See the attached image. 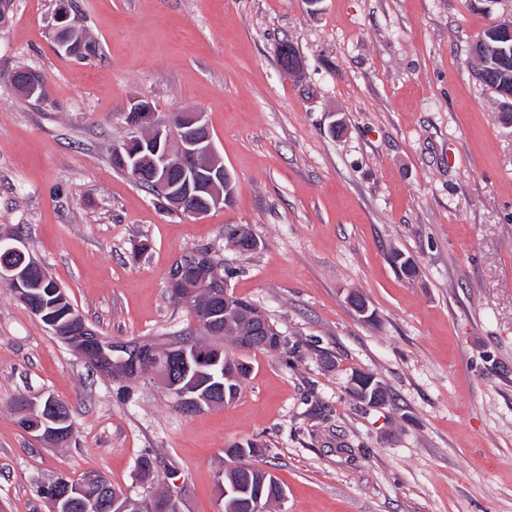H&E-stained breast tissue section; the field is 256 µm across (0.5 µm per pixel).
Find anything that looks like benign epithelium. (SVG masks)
I'll return each mask as SVG.
<instances>
[{"instance_id":"obj_1","label":"benign epithelium","mask_w":512,"mask_h":512,"mask_svg":"<svg viewBox=\"0 0 512 512\" xmlns=\"http://www.w3.org/2000/svg\"><path fill=\"white\" fill-rule=\"evenodd\" d=\"M489 34L495 38L512 40V16L493 21ZM51 38L59 49L69 56L79 53L82 43L81 29L72 15L69 0H59L51 28ZM48 85L39 73L29 75L25 82V92L30 98L43 100L48 95ZM148 151L151 158L149 181L154 191L163 197L174 199L186 212L198 216L206 210L224 204V194L214 192V187H232V176L228 169L214 162L217 152L204 114L197 111L176 113L169 122L152 125L148 147H142L136 139H126L116 145L114 154L123 165L141 177L137 155ZM209 254L203 250L190 249L177 258L169 272L168 286H179L180 298L188 308H194V296L204 288L224 306V313L231 312L233 304L228 285L224 280L208 271ZM191 263L202 269L199 279L192 285L178 283L183 265ZM0 284L12 288L22 298L30 311L43 318V322L64 344L86 362L103 364L112 376L119 380L130 379V373H138L144 367L152 368V373L164 378L174 397L176 407L186 413L202 410L219 404L213 392L224 390V384L215 383V376L209 370L219 365L223 379L232 381L238 377L237 360L224 355L222 346L203 347L189 338L171 341L165 348L167 358L158 359V349L145 342L127 343L109 341L79 322L74 315L65 324L44 315L32 299L27 288L26 270L18 266H5L0 269ZM69 424L60 406L50 405L48 411L35 421H23L22 429L39 440L57 432ZM51 500L59 504L70 500L73 492H78L82 483L60 478L51 483ZM144 512H183L180 497L168 494L159 498L151 493L145 495L138 504Z\"/></svg>"}]
</instances>
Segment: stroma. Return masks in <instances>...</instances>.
Returning <instances> with one entry per match:
<instances>
[{
	"instance_id": "stroma-1",
	"label": "stroma",
	"mask_w": 512,
	"mask_h": 512,
	"mask_svg": "<svg viewBox=\"0 0 512 512\" xmlns=\"http://www.w3.org/2000/svg\"><path fill=\"white\" fill-rule=\"evenodd\" d=\"M56 8L14 0L0 24V74L50 90L0 88V236L121 340L195 330L166 278L209 249L294 355L235 350L237 398L185 414L152 376L90 371L0 285V512H49L39 488L59 476L142 498L143 456L184 512H219L224 450L247 442L286 491L276 512H512V127L473 54L512 0H72L87 60L52 41ZM284 41L302 72L281 70ZM136 100L159 121L204 113L229 205L184 215L115 170ZM228 224L257 250L230 247ZM358 372L385 406L352 395ZM41 394L68 405L75 442L18 426L15 401ZM28 70H17L15 71L16 74V82L13 87H8L5 82H2L1 80V74H0V86L5 87L11 90H14L15 92L20 93L22 96L34 98L36 100H43L48 95V85L46 83V80L44 77L39 73H33L31 75H28L26 82H25V93L21 90V84L24 79V75Z\"/></svg>"
}]
</instances>
